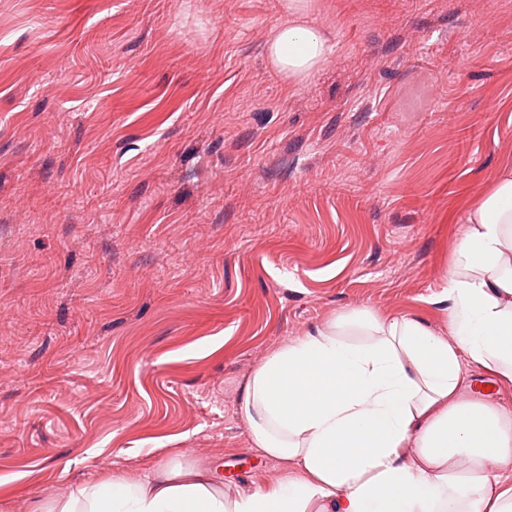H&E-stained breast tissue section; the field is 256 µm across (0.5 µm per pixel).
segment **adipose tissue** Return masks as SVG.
I'll list each match as a JSON object with an SVG mask.
<instances>
[{"label": "adipose tissue", "instance_id": "1", "mask_svg": "<svg viewBox=\"0 0 512 512\" xmlns=\"http://www.w3.org/2000/svg\"><path fill=\"white\" fill-rule=\"evenodd\" d=\"M270 31V69L299 84L331 46L305 0ZM442 296L448 335L355 309L282 344L239 400L252 442L287 465L234 498L204 466H161L37 502L33 512H512V419L463 398V367L512 385V170L474 202Z\"/></svg>", "mask_w": 512, "mask_h": 512}]
</instances>
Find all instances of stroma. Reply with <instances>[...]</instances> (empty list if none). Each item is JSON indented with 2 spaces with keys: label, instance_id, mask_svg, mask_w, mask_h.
Segmentation results:
<instances>
[{
  "label": "stroma",
  "instance_id": "1",
  "mask_svg": "<svg viewBox=\"0 0 512 512\" xmlns=\"http://www.w3.org/2000/svg\"><path fill=\"white\" fill-rule=\"evenodd\" d=\"M0 0V512L159 464L283 479L238 395L366 307L442 335L462 220L512 166V0ZM306 0H289L288 19L266 40L269 68L291 84H301L320 71L331 53L330 41L313 21Z\"/></svg>",
  "mask_w": 512,
  "mask_h": 512
}]
</instances>
